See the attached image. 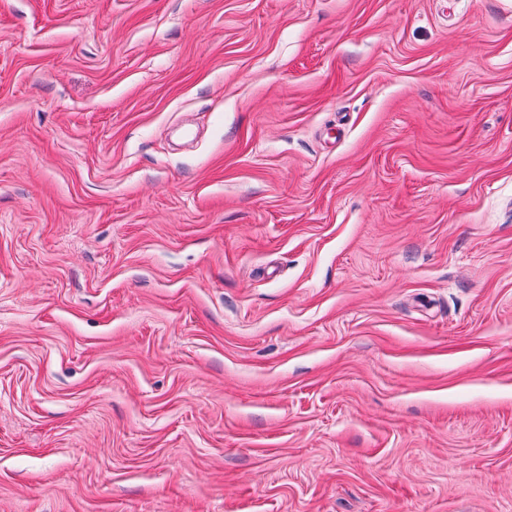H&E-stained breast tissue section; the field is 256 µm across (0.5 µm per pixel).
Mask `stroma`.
<instances>
[{
  "label": "stroma",
  "instance_id": "stroma-1",
  "mask_svg": "<svg viewBox=\"0 0 512 512\" xmlns=\"http://www.w3.org/2000/svg\"><path fill=\"white\" fill-rule=\"evenodd\" d=\"M0 512H512V0H0Z\"/></svg>",
  "mask_w": 512,
  "mask_h": 512
}]
</instances>
